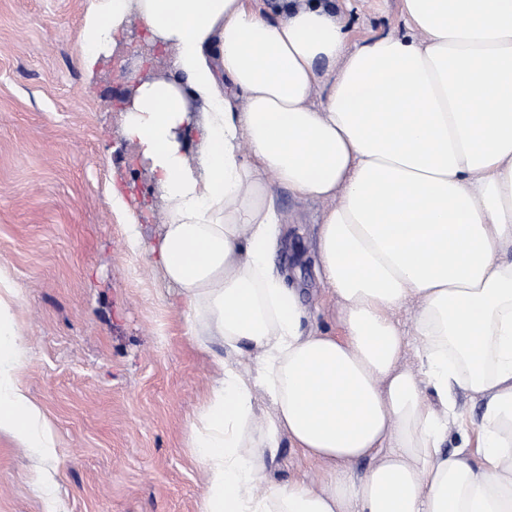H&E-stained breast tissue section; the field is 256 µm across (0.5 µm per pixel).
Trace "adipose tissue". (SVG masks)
Here are the masks:
<instances>
[{"label": "adipose tissue", "mask_w": 512, "mask_h": 512, "mask_svg": "<svg viewBox=\"0 0 512 512\" xmlns=\"http://www.w3.org/2000/svg\"><path fill=\"white\" fill-rule=\"evenodd\" d=\"M97 2L86 58L133 18L177 49L180 81L142 83L122 133L167 201L158 243L132 224L130 244L174 287L191 342L232 354L192 425L201 512H512V0H403V30L356 42L336 0ZM277 186L328 204L318 254L342 336L304 331L274 272ZM14 296L0 274V433L44 456ZM411 302L408 367L395 314ZM458 391L482 404L478 449L447 454ZM284 435L329 464L324 486L261 487Z\"/></svg>", "instance_id": "ef3b65f1"}]
</instances>
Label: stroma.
I'll list each match as a JSON object with an SVG mask.
<instances>
[{
    "instance_id": "stroma-1",
    "label": "stroma",
    "mask_w": 512,
    "mask_h": 512,
    "mask_svg": "<svg viewBox=\"0 0 512 512\" xmlns=\"http://www.w3.org/2000/svg\"><path fill=\"white\" fill-rule=\"evenodd\" d=\"M91 3L0 0V270L17 288L13 319L30 350L18 380L55 438L54 456L37 462L0 435V512H201L206 473L188 442L225 349L190 342L152 256L129 245L132 219L158 241L167 202L150 194L157 177L122 137L125 112L111 97L125 62L171 77L177 51L134 21L87 64ZM341 12L355 41L403 26L402 0H349ZM275 193V269L300 293L304 330L341 335L318 272L326 205ZM260 466L265 487L327 477L285 437Z\"/></svg>"
}]
</instances>
